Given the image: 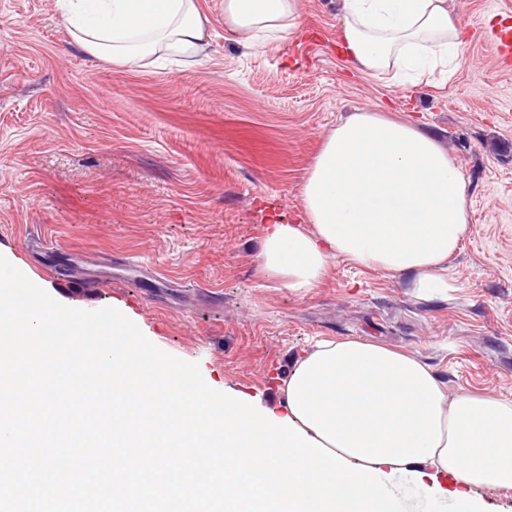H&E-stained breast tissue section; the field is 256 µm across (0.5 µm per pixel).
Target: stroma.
Here are the masks:
<instances>
[{"label":"stroma","instance_id":"stroma-1","mask_svg":"<svg viewBox=\"0 0 512 512\" xmlns=\"http://www.w3.org/2000/svg\"><path fill=\"white\" fill-rule=\"evenodd\" d=\"M201 4L197 54L118 70L72 43L56 0H0V255L66 306L118 309L212 389L278 416L295 362L326 339L415 356L452 395L512 400V68L484 46L512 0H448L466 35L419 82L344 57L343 0H298L299 31L263 41L225 29L223 0ZM358 112L415 124L468 184L448 295L341 258L304 294L258 272L266 227L305 223L314 157Z\"/></svg>","mask_w":512,"mask_h":512}]
</instances>
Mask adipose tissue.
Masks as SVG:
<instances>
[{
	"instance_id": "1",
	"label": "adipose tissue",
	"mask_w": 512,
	"mask_h": 512,
	"mask_svg": "<svg viewBox=\"0 0 512 512\" xmlns=\"http://www.w3.org/2000/svg\"><path fill=\"white\" fill-rule=\"evenodd\" d=\"M57 2L71 39L117 69L194 54L208 22L200 0ZM298 24L297 0H224L231 31L280 35ZM461 35L448 0H345L341 49L367 71L425 76L448 63ZM467 194L432 136L382 112L355 114L323 141L302 186L307 225H272L261 272L307 292L342 258L407 277L419 297L447 293ZM282 395L294 423L351 463L512 488V401L449 395L417 357L372 341H321L298 359Z\"/></svg>"
}]
</instances>
